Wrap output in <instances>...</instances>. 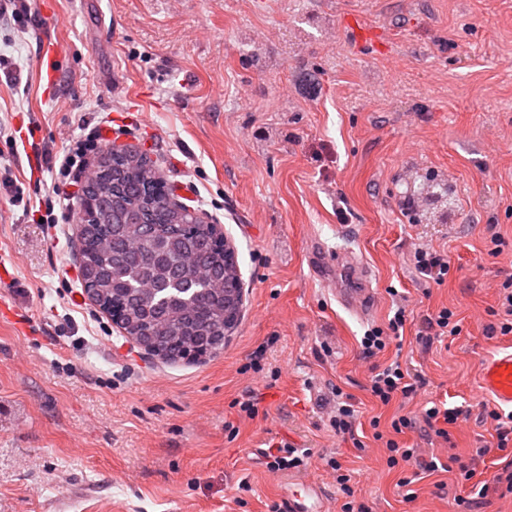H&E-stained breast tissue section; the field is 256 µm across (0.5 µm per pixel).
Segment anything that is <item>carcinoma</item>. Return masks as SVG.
Listing matches in <instances>:
<instances>
[{
    "label": "carcinoma",
    "instance_id": "1",
    "mask_svg": "<svg viewBox=\"0 0 512 512\" xmlns=\"http://www.w3.org/2000/svg\"><path fill=\"white\" fill-rule=\"evenodd\" d=\"M82 198L94 222L77 224L82 287L146 351L168 362L224 347V316L243 291L234 251L215 224L171 202L151 159L102 153Z\"/></svg>",
    "mask_w": 512,
    "mask_h": 512
}]
</instances>
